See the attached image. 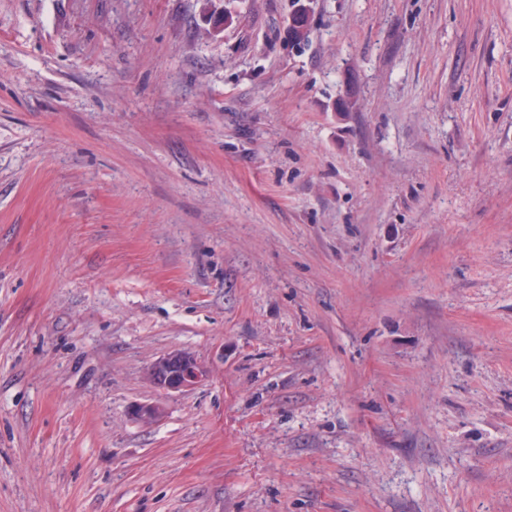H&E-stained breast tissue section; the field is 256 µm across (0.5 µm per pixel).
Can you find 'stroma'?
Here are the masks:
<instances>
[{
	"mask_svg": "<svg viewBox=\"0 0 512 512\" xmlns=\"http://www.w3.org/2000/svg\"><path fill=\"white\" fill-rule=\"evenodd\" d=\"M292 10L0 0V512H512V0ZM146 377L161 391L180 392L201 385L208 377V370L192 353L176 349L151 363Z\"/></svg>",
	"mask_w": 512,
	"mask_h": 512,
	"instance_id": "obj_1",
	"label": "stroma"
}]
</instances>
